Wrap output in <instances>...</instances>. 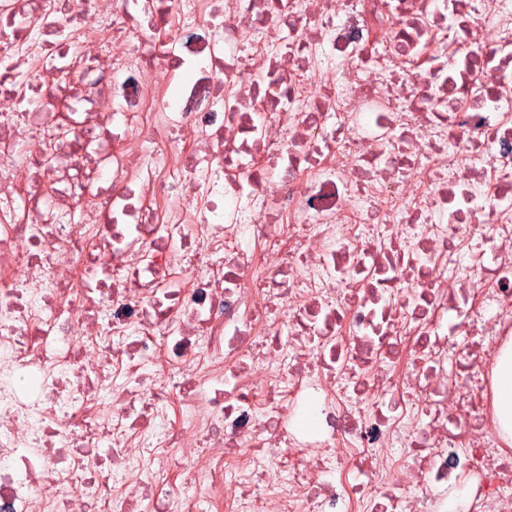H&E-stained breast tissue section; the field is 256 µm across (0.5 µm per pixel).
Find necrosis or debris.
<instances>
[{
  "mask_svg": "<svg viewBox=\"0 0 512 512\" xmlns=\"http://www.w3.org/2000/svg\"><path fill=\"white\" fill-rule=\"evenodd\" d=\"M512 0H0V512H512ZM494 409L501 425L512 440V350L499 362L494 376Z\"/></svg>",
  "mask_w": 512,
  "mask_h": 512,
  "instance_id": "obj_1",
  "label": "necrosis or debris"
}]
</instances>
